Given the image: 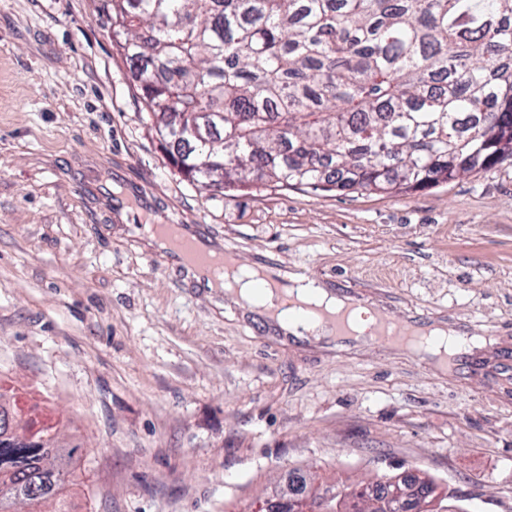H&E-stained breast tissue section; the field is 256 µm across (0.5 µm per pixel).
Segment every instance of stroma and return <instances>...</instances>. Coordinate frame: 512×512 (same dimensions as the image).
Returning a JSON list of instances; mask_svg holds the SVG:
<instances>
[{
    "label": "stroma",
    "instance_id": "obj_1",
    "mask_svg": "<svg viewBox=\"0 0 512 512\" xmlns=\"http://www.w3.org/2000/svg\"><path fill=\"white\" fill-rule=\"evenodd\" d=\"M135 73L98 0H0V392L82 446L75 512H256L296 468L318 490L406 472L512 512V156L406 194L209 193ZM145 207L235 262L496 344L444 373L269 335L145 247Z\"/></svg>",
    "mask_w": 512,
    "mask_h": 512
}]
</instances>
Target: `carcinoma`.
<instances>
[{
  "label": "carcinoma",
  "instance_id": "cac0c4a2",
  "mask_svg": "<svg viewBox=\"0 0 512 512\" xmlns=\"http://www.w3.org/2000/svg\"><path fill=\"white\" fill-rule=\"evenodd\" d=\"M138 66L143 110L194 169L224 163V187L407 193L512 155V0H99ZM222 112L207 140L167 137L168 118ZM0 393V512L29 501L72 512L80 448L48 428L19 443ZM344 486L333 512H411L422 497L460 512L431 480L383 475Z\"/></svg>",
  "mask_w": 512,
  "mask_h": 512
}]
</instances>
